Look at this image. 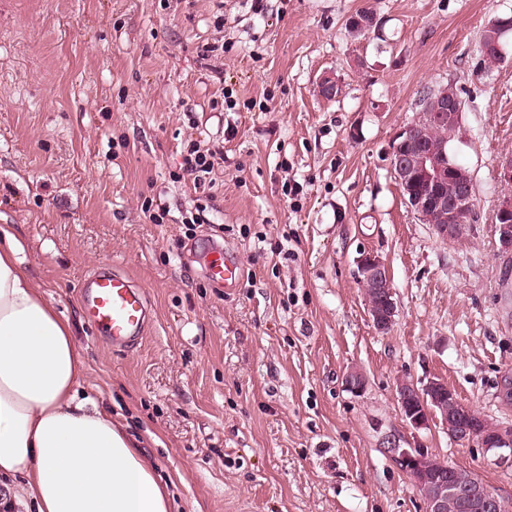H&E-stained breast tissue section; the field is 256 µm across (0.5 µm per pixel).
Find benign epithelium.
Instances as JSON below:
<instances>
[{
	"mask_svg": "<svg viewBox=\"0 0 512 512\" xmlns=\"http://www.w3.org/2000/svg\"><path fill=\"white\" fill-rule=\"evenodd\" d=\"M460 121L458 104L439 98L435 109L424 114L422 121L403 124L394 133L387 152L389 167L399 186L409 183L429 189L430 195L412 194L405 200L407 208L421 220L425 210L439 215L434 225L444 240H454L460 234L461 213L474 209L475 186L471 172L460 165L455 149L427 145L431 128ZM493 234L501 253H512V197H503L495 211ZM358 281L365 296L367 310L376 332L390 331L396 314L394 289L389 271L378 256L365 253L358 260ZM402 417L416 429L435 419L442 423L453 439L474 444L488 452L507 449L512 454V425L496 423L484 415L480 422L472 420L469 407H463L455 417H448V401L455 393L438 378L416 383L400 380L395 387ZM386 450L401 472L414 487L425 481L437 486V493L428 500L426 512H448V497L457 499L462 512H508L512 505L493 494L480 479L467 488L452 484L450 474L431 468L433 457L421 448H402L393 435L384 438Z\"/></svg>",
	"mask_w": 512,
	"mask_h": 512,
	"instance_id": "obj_1",
	"label": "benign epithelium"
}]
</instances>
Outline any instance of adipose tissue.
<instances>
[{"instance_id":"ef3b65f1","label":"adipose tissue","mask_w":512,"mask_h":512,"mask_svg":"<svg viewBox=\"0 0 512 512\" xmlns=\"http://www.w3.org/2000/svg\"><path fill=\"white\" fill-rule=\"evenodd\" d=\"M14 227L0 225V505L36 512H171L137 441L80 397L87 365L41 292Z\"/></svg>"}]
</instances>
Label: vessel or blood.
Returning <instances> with one entry per match:
<instances>
[{
	"label": "vessel or blood",
	"mask_w": 512,
	"mask_h": 512,
	"mask_svg": "<svg viewBox=\"0 0 512 512\" xmlns=\"http://www.w3.org/2000/svg\"><path fill=\"white\" fill-rule=\"evenodd\" d=\"M205 271L212 281L228 288L242 276L240 265L219 247L213 248ZM78 297L87 321L107 343L122 347L143 340L150 323L147 294L126 274L100 269L80 284Z\"/></svg>",
	"instance_id": "b4317fda"
}]
</instances>
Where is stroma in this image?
<instances>
[{
	"label": "stroma",
	"mask_w": 512,
	"mask_h": 512,
	"mask_svg": "<svg viewBox=\"0 0 512 512\" xmlns=\"http://www.w3.org/2000/svg\"><path fill=\"white\" fill-rule=\"evenodd\" d=\"M376 12V32L348 31ZM512 0H0V225L74 324L82 389L172 478L174 512H425L383 446L466 470L512 503V458L409 426L399 379H442L512 424V283L493 235L512 155V59L479 39ZM332 72L342 92L323 98ZM464 100L454 146L479 220L445 240L406 207L386 160L423 88ZM235 107L227 109L225 97ZM220 144L215 184L178 179L187 141ZM164 207L152 223L145 201ZM203 211L187 230L182 217ZM214 246L243 273L205 274ZM386 264L397 313L376 332L357 282ZM146 289L142 345L106 344L77 289L103 267ZM366 379L346 385L350 370Z\"/></svg>",
	"instance_id": "stroma-1"
}]
</instances>
